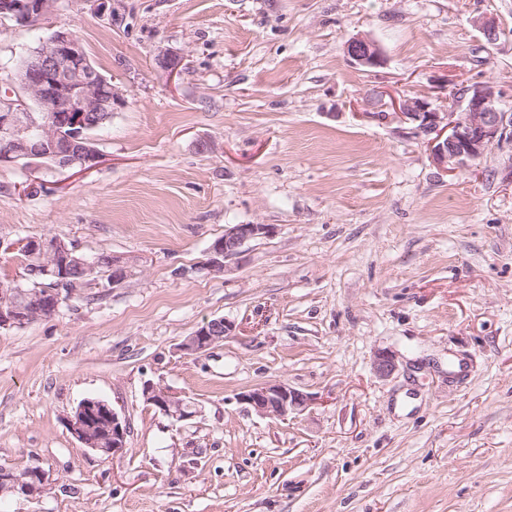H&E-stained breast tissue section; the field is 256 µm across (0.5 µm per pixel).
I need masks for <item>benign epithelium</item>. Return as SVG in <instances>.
Wrapping results in <instances>:
<instances>
[{
    "mask_svg": "<svg viewBox=\"0 0 512 512\" xmlns=\"http://www.w3.org/2000/svg\"><path fill=\"white\" fill-rule=\"evenodd\" d=\"M55 11V0H0V17L34 27ZM485 39L496 42L501 34L497 21L490 17L478 21ZM357 64L375 68L384 63L377 45L369 38H351L345 47ZM182 56L170 50L158 54L157 67L170 76L180 74ZM458 100L443 112L420 98H401L395 105L414 124L416 133L427 139L434 162L449 171L482 157L494 143L512 138V112L502 108L489 86L465 87ZM125 94L91 64L79 37L61 26L39 40L22 62L10 69L8 88L0 91V164L35 157L44 153L62 168L86 170L98 152L90 146L87 131L98 127L95 116L114 112L125 105ZM268 224H229L224 236L208 248L206 268L213 273L226 271V260L237 256L242 246L253 239L271 235ZM37 263L32 274L46 280L63 277L72 268L86 272L96 269L97 260L78 252L59 237H30L23 241ZM135 259L117 257L112 261L111 283L118 285L130 272ZM63 302L57 288L39 285L24 291L14 284L0 289V330L23 328L53 318ZM233 325L217 318L205 322L181 344L183 351L202 353L224 340ZM374 370L388 377L396 370V359L380 352ZM143 395L147 403L174 422L185 421L197 413L194 404L168 387L148 383ZM239 400L259 415L285 420L305 412L312 397L285 382H271L239 394ZM71 435L85 448L103 456L124 451L129 424L107 401L86 398L67 418ZM47 485L44 469L0 470V496L31 497Z\"/></svg>",
    "mask_w": 512,
    "mask_h": 512,
    "instance_id": "7a95c632",
    "label": "benign epithelium"
}]
</instances>
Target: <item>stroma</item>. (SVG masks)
I'll return each mask as SVG.
<instances>
[{"label": "stroma", "instance_id": "stroma-1", "mask_svg": "<svg viewBox=\"0 0 512 512\" xmlns=\"http://www.w3.org/2000/svg\"><path fill=\"white\" fill-rule=\"evenodd\" d=\"M114 3L116 23L87 0L0 19V64L65 23L126 95L91 168L0 164V281H23L32 236L137 260L0 331V466L49 475L0 512H512V141L447 172L392 105L485 85L512 110V0ZM356 36L383 65L350 60ZM229 224L273 232L210 273ZM217 318L230 336L182 351ZM275 381L312 405L240 401ZM149 383L200 414L172 422ZM88 397L128 419L122 453L67 430ZM239 399L250 405L259 415L276 420H286L289 415H299L312 404V397L285 382H271L240 393Z\"/></svg>", "mask_w": 512, "mask_h": 512}]
</instances>
